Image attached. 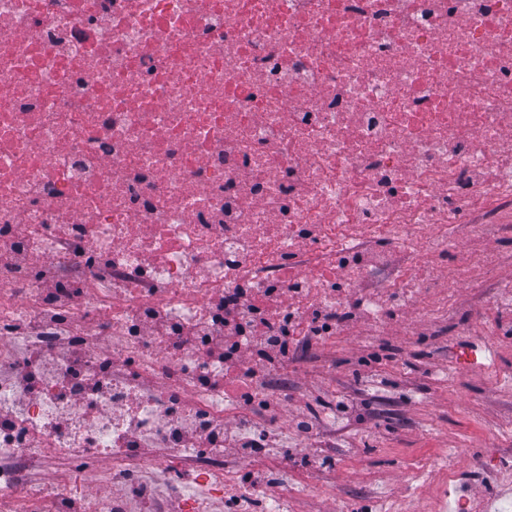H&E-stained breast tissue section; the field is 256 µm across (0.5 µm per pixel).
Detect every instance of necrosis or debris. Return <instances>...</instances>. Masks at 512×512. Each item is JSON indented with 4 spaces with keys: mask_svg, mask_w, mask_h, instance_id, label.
I'll return each instance as SVG.
<instances>
[{
    "mask_svg": "<svg viewBox=\"0 0 512 512\" xmlns=\"http://www.w3.org/2000/svg\"><path fill=\"white\" fill-rule=\"evenodd\" d=\"M452 225L512 234V0H0V512H213L309 358L258 335L447 320ZM95 457L133 490L35 478Z\"/></svg>",
    "mask_w": 512,
    "mask_h": 512,
    "instance_id": "necrosis-or-debris-1",
    "label": "necrosis or debris"
}]
</instances>
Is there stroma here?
Returning a JSON list of instances; mask_svg holds the SVG:
<instances>
[{
	"mask_svg": "<svg viewBox=\"0 0 512 512\" xmlns=\"http://www.w3.org/2000/svg\"><path fill=\"white\" fill-rule=\"evenodd\" d=\"M481 298L479 290L460 287L447 321L435 328L414 326L411 313L380 330L351 326L330 346L331 371L293 372L289 418L320 413L309 402L313 394L352 401L365 416L361 423L337 419L322 437L303 438L293 449L290 472L312 485L295 512H353L379 491L408 498L414 461L443 452L453 466L473 456L512 470V335L471 344L462 335ZM443 366L454 367L456 377L438 381L434 371ZM383 394L393 406L380 413L376 402ZM325 442L339 447L330 466H309V449Z\"/></svg>",
	"mask_w": 512,
	"mask_h": 512,
	"instance_id": "1",
	"label": "stroma"
}]
</instances>
